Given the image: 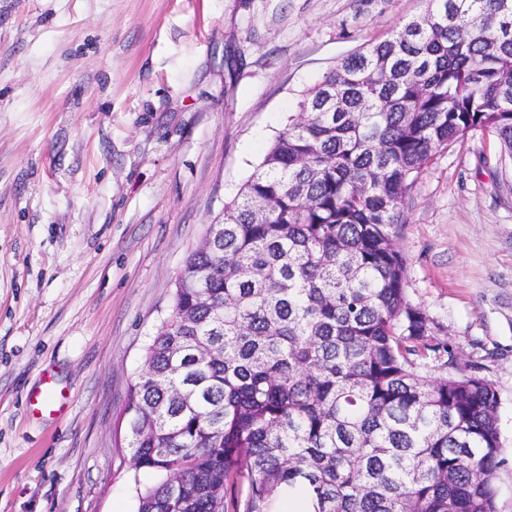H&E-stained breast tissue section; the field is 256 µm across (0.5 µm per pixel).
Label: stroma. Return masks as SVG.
Here are the masks:
<instances>
[{"mask_svg": "<svg viewBox=\"0 0 512 512\" xmlns=\"http://www.w3.org/2000/svg\"><path fill=\"white\" fill-rule=\"evenodd\" d=\"M426 0H0V512H136L127 398L207 225L348 54ZM398 225L407 293L498 398L512 512V166L476 131ZM53 380L65 411L29 397Z\"/></svg>", "mask_w": 512, "mask_h": 512, "instance_id": "stroma-1", "label": "stroma"}]
</instances>
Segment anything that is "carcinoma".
Wrapping results in <instances>:
<instances>
[{"label":"carcinoma","mask_w":512,"mask_h":512,"mask_svg":"<svg viewBox=\"0 0 512 512\" xmlns=\"http://www.w3.org/2000/svg\"><path fill=\"white\" fill-rule=\"evenodd\" d=\"M478 130L512 162V0H428L303 94L146 346L136 512H226L236 490L274 512L287 488L313 512H497V391L408 299L396 235L433 156Z\"/></svg>","instance_id":"cac0c4a2"}]
</instances>
